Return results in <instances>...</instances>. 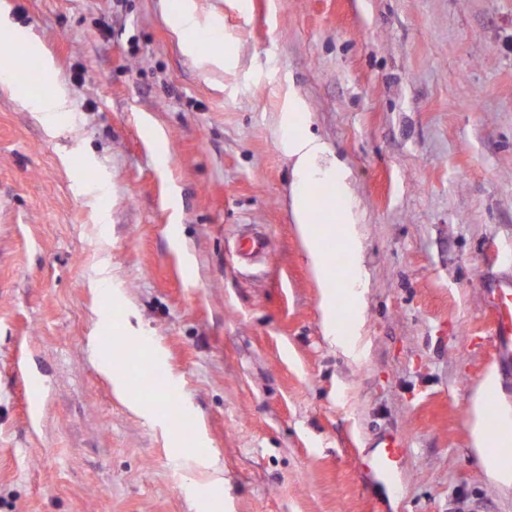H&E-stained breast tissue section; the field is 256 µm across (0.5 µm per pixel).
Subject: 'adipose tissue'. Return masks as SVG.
<instances>
[{
  "instance_id": "ef3b65f1",
  "label": "adipose tissue",
  "mask_w": 512,
  "mask_h": 512,
  "mask_svg": "<svg viewBox=\"0 0 512 512\" xmlns=\"http://www.w3.org/2000/svg\"><path fill=\"white\" fill-rule=\"evenodd\" d=\"M10 9L0 4V42L10 44L12 53L0 54V89L37 115L47 130H54L58 113L68 111L70 100L56 78L53 58L44 52L40 42L28 31L11 20ZM39 57L48 77L40 93H32L13 79L18 61ZM305 100L296 93H288L279 114L277 137L281 152L292 162L288 190V209L297 226L311 269L318 280L340 279L342 287H327L322 297L325 326L331 336L341 338L336 321L339 301H346L351 313H360L363 306V282L359 265H352L351 273L338 277L333 255L328 244H337L348 255L360 248L358 215L351 203L348 169L334 157L328 144L311 133L298 134L294 128L306 111ZM496 371H488L471 396V434L473 449L487 480L502 489H512V409L505 408L500 418L505 428L498 435H490L483 426L484 398L489 390L499 388Z\"/></svg>"
}]
</instances>
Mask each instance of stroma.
Here are the masks:
<instances>
[{
    "mask_svg": "<svg viewBox=\"0 0 512 512\" xmlns=\"http://www.w3.org/2000/svg\"><path fill=\"white\" fill-rule=\"evenodd\" d=\"M6 2L71 106L50 133L0 90V512H198L179 439L222 465L220 512H512L469 429L497 366L484 288L512 279V0H196L223 69L170 31L181 0ZM290 89L351 172L356 356L283 201ZM122 322L164 409L112 385ZM390 432L382 492L357 461ZM381 448L371 460L364 463L366 471L374 477L382 487L395 485L400 475L399 461L406 448L402 439L395 434L385 435L380 443Z\"/></svg>",
    "mask_w": 512,
    "mask_h": 512,
    "instance_id": "obj_1",
    "label": "stroma"
}]
</instances>
